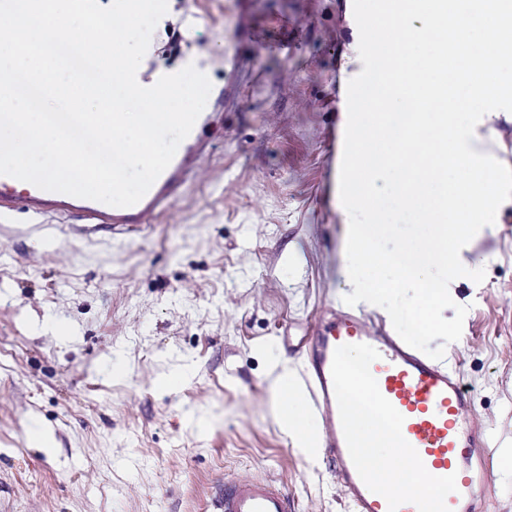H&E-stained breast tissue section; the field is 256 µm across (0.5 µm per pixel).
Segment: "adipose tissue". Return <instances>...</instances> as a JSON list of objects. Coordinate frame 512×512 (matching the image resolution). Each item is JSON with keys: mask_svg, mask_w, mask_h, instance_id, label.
Wrapping results in <instances>:
<instances>
[{"mask_svg": "<svg viewBox=\"0 0 512 512\" xmlns=\"http://www.w3.org/2000/svg\"><path fill=\"white\" fill-rule=\"evenodd\" d=\"M271 392L275 399L272 420L287 434L294 447L302 453L313 454L318 436L303 406V390L296 373L288 366H273L270 371ZM362 384H354L349 393L354 404L348 420L350 429L363 444L368 469L375 482L403 499L418 498L433 505L442 494L444 484L435 477L417 472L408 462L398 441L379 437L372 420L363 415L355 401Z\"/></svg>", "mask_w": 512, "mask_h": 512, "instance_id": "ef3b65f1", "label": "adipose tissue"}]
</instances>
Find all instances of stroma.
Masks as SVG:
<instances>
[{
  "mask_svg": "<svg viewBox=\"0 0 512 512\" xmlns=\"http://www.w3.org/2000/svg\"><path fill=\"white\" fill-rule=\"evenodd\" d=\"M170 2L141 66L208 57L217 129L169 208L134 226L0 221V512H210L226 477L274 481L296 512H352L323 459L273 424L268 383L277 361L305 372L313 327L353 290L339 196L352 2ZM495 229L472 250L485 278L460 283L468 311L443 361L488 427L481 512H512V205ZM179 367L187 379L159 389Z\"/></svg>",
  "mask_w": 512,
  "mask_h": 512,
  "instance_id": "obj_1",
  "label": "stroma"
}]
</instances>
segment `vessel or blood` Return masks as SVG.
<instances>
[{
  "mask_svg": "<svg viewBox=\"0 0 512 512\" xmlns=\"http://www.w3.org/2000/svg\"><path fill=\"white\" fill-rule=\"evenodd\" d=\"M202 130L194 125L144 197L124 211L33 185L16 195L7 190L9 177L0 175V215L20 208L34 216L72 213L100 224L145 223L167 208L194 160L206 151ZM348 352L365 354L360 370H348ZM306 380L322 423L323 454L353 512H419L417 502L372 484L363 452L344 425L347 392L357 380L372 393L361 407L374 414L379 431L400 441L417 471L445 481L434 512H481L485 477L474 472L473 460L489 440L465 414L470 400L459 375L396 337L367 330L357 317L332 311L308 344ZM211 512H294V503L287 489L267 481L228 478L218 487Z\"/></svg>",
  "mask_w": 512,
  "mask_h": 512,
  "instance_id": "obj_1",
  "label": "vessel or blood"
}]
</instances>
